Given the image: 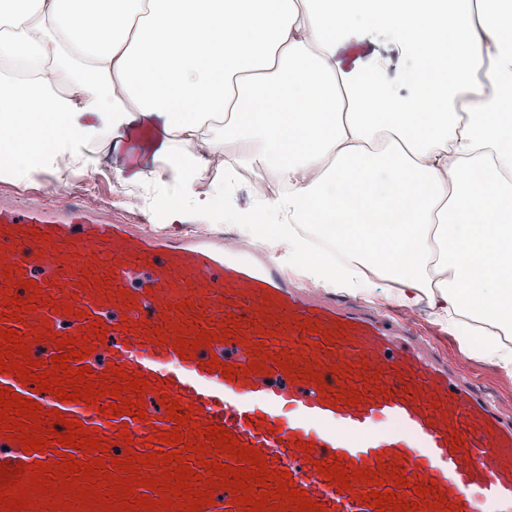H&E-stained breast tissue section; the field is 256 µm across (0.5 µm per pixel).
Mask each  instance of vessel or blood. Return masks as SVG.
Returning a JSON list of instances; mask_svg holds the SVG:
<instances>
[{
	"mask_svg": "<svg viewBox=\"0 0 512 512\" xmlns=\"http://www.w3.org/2000/svg\"><path fill=\"white\" fill-rule=\"evenodd\" d=\"M29 280L34 288H26ZM10 293L34 298L35 309L13 319ZM0 314L1 325L28 339L29 356L42 369H50L57 339L68 337L80 347L92 343L84 363L99 386L109 385L116 368L146 378L147 416L137 420L104 415L96 403L60 401L15 372L0 373V387L39 404L42 424H51L55 409L109 444L104 466L160 450L148 436L218 425L240 445L258 448L268 469L290 473L294 488L325 512H378L366 494L394 489L390 478L340 488L314 468L330 458L350 471L397 464L409 481L405 504L416 502V488L432 485L449 512H512L511 407L492 401L414 327L301 288L287 269L230 241L147 233L114 223L83 198H0ZM228 318L236 322L229 332ZM96 328L106 339L93 337ZM202 330L208 340L180 355L177 333L199 340ZM287 356L321 381L277 365ZM213 358L220 366L212 370ZM253 363L266 372L244 375ZM226 364L234 378L225 377ZM338 381L358 392L359 403L323 394L322 385ZM169 399L190 410L188 424L168 419ZM385 422L398 433L381 431ZM124 430L132 442L121 439ZM66 457L55 443L24 451L0 428L2 467L55 466ZM473 489L479 498H469ZM212 492L199 512H244L230 491Z\"/></svg>",
	"mask_w": 512,
	"mask_h": 512,
	"instance_id": "vessel-or-blood-1",
	"label": "vessel or blood"
}]
</instances>
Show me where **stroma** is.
Segmentation results:
<instances>
[{
    "label": "stroma",
    "mask_w": 512,
    "mask_h": 512,
    "mask_svg": "<svg viewBox=\"0 0 512 512\" xmlns=\"http://www.w3.org/2000/svg\"><path fill=\"white\" fill-rule=\"evenodd\" d=\"M342 54L349 65L376 74L397 96L408 95L405 73L411 61L390 34L370 30L353 33L347 39ZM155 148V135L131 129L125 134L120 151H113L105 143L98 145L100 165L97 170L75 172L59 168L21 182L0 177V193L34 195L49 189L60 195H88L110 207L113 215L127 224H147L170 236L197 234L239 239V227L235 221L228 219L215 224L202 216L189 214L182 223L173 224L168 220L161 196L153 195L144 201L128 197V190L141 187L144 175L157 166L158 161L153 156ZM116 169L121 170L122 180L113 179L112 172ZM387 295L388 288L383 285L368 295L366 301L377 314L413 319L427 339L437 345L471 380L490 388L500 399L512 401V376L466 356L456 340L444 334L440 325L430 320L423 310L393 305L388 302Z\"/></svg>",
    "instance_id": "obj_1"
}]
</instances>
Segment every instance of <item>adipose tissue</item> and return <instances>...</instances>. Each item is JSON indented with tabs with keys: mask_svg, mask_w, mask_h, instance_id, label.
Segmentation results:
<instances>
[{
	"mask_svg": "<svg viewBox=\"0 0 512 512\" xmlns=\"http://www.w3.org/2000/svg\"><path fill=\"white\" fill-rule=\"evenodd\" d=\"M359 26L413 59L407 97L346 64ZM136 125L170 221L223 220V184L197 190L223 155L281 186L243 237L337 288L390 280L512 375V0H0L1 168L94 169Z\"/></svg>",
	"mask_w": 512,
	"mask_h": 512,
	"instance_id": "ef3b65f1",
	"label": "adipose tissue"
}]
</instances>
